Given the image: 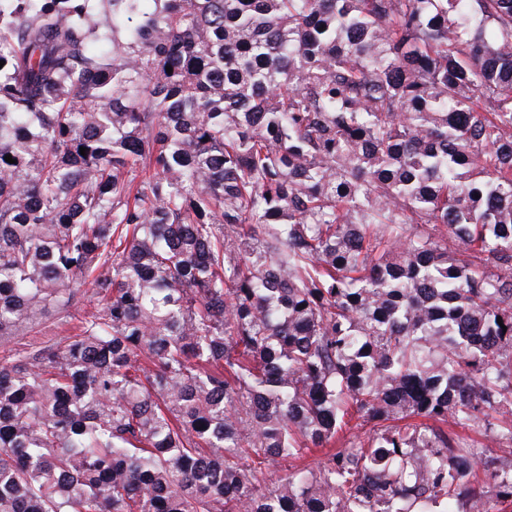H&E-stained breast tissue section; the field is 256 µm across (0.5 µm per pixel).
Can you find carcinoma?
Returning <instances> with one entry per match:
<instances>
[{
  "label": "carcinoma",
  "instance_id": "obj_1",
  "mask_svg": "<svg viewBox=\"0 0 512 512\" xmlns=\"http://www.w3.org/2000/svg\"><path fill=\"white\" fill-rule=\"evenodd\" d=\"M0 61V346L97 299L0 360V512L512 500L444 429L512 440V0H0ZM69 325L61 324L59 317L55 314H49L43 319L40 332L34 336H24L15 343L9 344L7 349L15 352L29 351L32 347L53 343L60 338L67 336ZM370 426H365L363 429H354L350 433L345 434V437H341L336 439V443L334 447L336 451L339 448H345L348 442L351 439L360 438L364 439L369 435ZM328 448H311L307 450L302 456L299 458H288V459H280L276 463H274L270 467V475L273 478L288 473L289 471H294L299 468H306L309 470H316L320 463L324 460L325 454L328 451Z\"/></svg>",
  "mask_w": 512,
  "mask_h": 512
}]
</instances>
